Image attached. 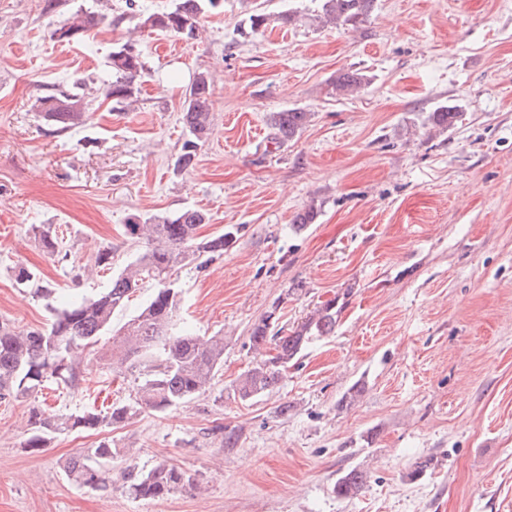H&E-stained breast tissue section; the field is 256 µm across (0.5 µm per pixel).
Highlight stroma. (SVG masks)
<instances>
[{"instance_id":"stroma-1","label":"stroma","mask_w":512,"mask_h":512,"mask_svg":"<svg viewBox=\"0 0 512 512\" xmlns=\"http://www.w3.org/2000/svg\"><path fill=\"white\" fill-rule=\"evenodd\" d=\"M253 3L223 0L188 43L137 26L174 0H57L50 12L45 0H0V324L42 329L50 305L108 288L144 249L124 234L129 214L199 209L210 218L200 236L234 232L222 257L177 277L183 321L224 339L212 386L38 452L24 446L33 399L0 403V512H512V0H377L355 28L312 22L317 0H269L296 24L244 38ZM78 11L99 24L52 38ZM129 40L146 70L119 109L97 89ZM347 69L369 76L362 95L331 94ZM202 71L214 130L180 174L181 109ZM78 81L92 89L85 122L56 131L34 104ZM440 106L460 112L454 129L425 127ZM289 108L308 124L267 151L268 114ZM311 205L315 222L296 229ZM45 224L59 255L34 238ZM102 249L111 267L96 266ZM22 266L50 298L17 282ZM333 298L334 332L271 392L235 398L258 359L253 324L275 305L292 328ZM78 372L77 387L44 390L51 411L136 397L133 375L116 377L97 353ZM107 437L125 451L111 491L68 480L66 460ZM164 461L189 487L159 500L123 490L128 463ZM351 468L367 479L344 499L334 485Z\"/></svg>"}]
</instances>
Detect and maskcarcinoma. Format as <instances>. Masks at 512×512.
Returning <instances> with one entry per match:
<instances>
[{"mask_svg": "<svg viewBox=\"0 0 512 512\" xmlns=\"http://www.w3.org/2000/svg\"><path fill=\"white\" fill-rule=\"evenodd\" d=\"M319 22L324 25L355 27L367 21L375 0H319ZM215 7L214 0H176L174 8L152 13L139 19L138 27L157 30L186 39L198 37L199 16L205 9ZM291 13H266L262 8L250 13L247 23L255 32L272 23L292 24ZM98 17L77 13L52 31L58 41L80 38L96 25ZM187 27V33L180 28ZM247 30V31H249ZM241 30V35H247ZM113 80L102 96L117 104L133 103L134 82L142 77L145 63L139 52L126 43L112 52ZM369 77L360 70L341 72L329 82L332 92L339 96H354L369 84ZM213 79L198 73L186 90L181 120L187 131L175 171L193 167L198 150L209 140L214 115L211 104ZM36 108L44 120L59 132L70 130L83 121L82 96L71 90L37 99ZM310 113L300 108L269 113L267 123L273 130L271 142L282 146L294 139L309 122ZM459 113L440 106L427 116L435 130L455 126ZM207 215L188 209L175 215H130L124 224L127 238L147 240L143 252L130 261L116 276L109 288L91 299H74L53 307V319L44 329L16 333L0 326V400L31 396L53 380L66 387L78 384V361L84 352L99 343V337L112 330V317L122 310L131 294L146 282L154 285L152 298L112 337V366L115 369L138 373L140 383L137 402L112 404L110 411L83 412L69 415H50L34 407L30 412L29 437L26 447L39 450L56 435L76 429H96L103 425L117 426L130 420L142 409L164 412L195 394L206 390L224 361V337L197 336L186 327L177 325L181 310L180 292L174 287V275L190 263L196 254L212 257L224 254L233 238L230 231L211 238H200L198 229L208 223ZM35 236L44 250L54 256L59 253L58 238L52 231L39 228ZM16 278L35 286V290L50 296L52 289L40 284L36 274L19 268ZM339 310L336 300L317 306L295 329L288 332L278 326L276 310L267 312L256 322L250 333L253 349L274 344L275 354L260 359L240 378L235 392L244 402L263 396L282 379L288 364L315 338L329 335L336 327ZM123 449L103 440L70 457L64 470L77 486L95 491L109 488L112 459ZM126 492L139 499L164 498L189 482L176 466L161 463L149 471L134 465L121 474ZM366 473L357 468L343 472L335 484V492L350 498L362 489Z\"/></svg>", "mask_w": 512, "mask_h": 512, "instance_id": "cac0c4a2", "label": "carcinoma"}]
</instances>
